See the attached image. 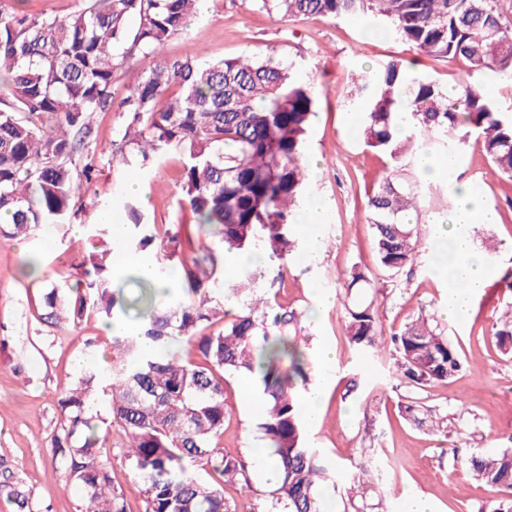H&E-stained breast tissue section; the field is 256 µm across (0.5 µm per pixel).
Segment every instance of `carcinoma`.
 Segmentation results:
<instances>
[{
  "label": "carcinoma",
  "instance_id": "obj_1",
  "mask_svg": "<svg viewBox=\"0 0 512 512\" xmlns=\"http://www.w3.org/2000/svg\"><path fill=\"white\" fill-rule=\"evenodd\" d=\"M25 0L0 9V80L10 92L0 108V225L7 237L29 236L42 224H67L91 183L94 160L77 170L76 157L92 141V116L112 108L114 82L129 78L118 104L123 122L112 143L119 161L148 168L173 150L182 158V207L191 221L161 230L131 201L123 246L156 252L160 264L149 280L128 292L112 277V252L93 247L80 263V278L46 296L47 322L73 324L93 314L110 323L134 309L140 323L112 334V382L84 372L58 397L62 423L52 445L62 452L68 479L87 493L84 512H128L127 498L110 491L111 475L97 449L101 433L94 408L98 391L111 396V423L124 438L121 456L134 472V490L145 512H238L225 497L230 487L252 492L244 464L224 453V376L254 377L265 399L259 429L264 451L278 472L276 488L254 497L252 512H325L321 487L330 480L323 457L307 445L301 387L309 359L300 342V313L250 288L255 274L220 300L212 285L228 256L259 249L279 261L284 279L299 255L300 202L307 192L302 160L317 102L313 83L293 61L243 54L206 62L195 52L164 59L135 72V59L159 56L184 33L201 0H79L68 17L30 15ZM284 20L309 16H364L369 27L410 49L449 64L464 75L453 89L412 75L391 60L358 76V106L366 144L384 158V173L367 194L379 266L393 274L414 263L419 190L398 181L417 154L459 165V144L477 134L495 173L512 178V116L496 98L512 85V27L502 22L497 0H251ZM484 78L474 85L470 78ZM178 267V287L167 286V266ZM371 286L354 266L347 290ZM345 327L355 354L375 359L389 348L396 371L412 395L401 405L409 417L426 408L416 394L449 383L462 368L454 345L435 320L419 315L383 336L374 302L345 306ZM499 352L512 356V309L493 325ZM200 362L184 359L183 348ZM207 470L211 480L191 475ZM475 479L501 498L480 512H512V450L471 455ZM343 512H358L362 477Z\"/></svg>",
  "mask_w": 512,
  "mask_h": 512
}]
</instances>
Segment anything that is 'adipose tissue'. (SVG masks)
Here are the masks:
<instances>
[{"label":"adipose tissue","instance_id":"ef3b65f1","mask_svg":"<svg viewBox=\"0 0 512 512\" xmlns=\"http://www.w3.org/2000/svg\"><path fill=\"white\" fill-rule=\"evenodd\" d=\"M494 221V211L481 205L473 187L462 186L458 205L448 218L451 229L444 235L446 248L438 264L439 274L450 284L444 308L448 319L462 318L468 312L473 297L483 290L488 278L487 260L474 248L464 228Z\"/></svg>","mask_w":512,"mask_h":512}]
</instances>
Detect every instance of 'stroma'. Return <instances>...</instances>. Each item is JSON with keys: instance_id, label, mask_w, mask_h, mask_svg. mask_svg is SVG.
Segmentation results:
<instances>
[{"instance_id": "35a3bbf8", "label": "stroma", "mask_w": 512, "mask_h": 512, "mask_svg": "<svg viewBox=\"0 0 512 512\" xmlns=\"http://www.w3.org/2000/svg\"><path fill=\"white\" fill-rule=\"evenodd\" d=\"M363 18L280 20L248 0H205L185 33L166 43L163 55L180 57L198 51L215 62L250 52L295 60L302 77L318 92L316 115L308 129L305 157L318 158L320 171L309 179L307 201L317 202L325 221L300 228V237L314 236L321 246L291 266L287 279L277 276L276 262L257 268L254 286L279 302L303 311L300 340L309 358L331 344L337 363L324 375L322 420L307 430L308 444L319 448L333 476L322 489L328 508L347 498L354 476L367 473L377 493L385 496L389 512H406L411 498L426 499L432 512H477L498 498L495 487L479 482L461 465L472 454L512 448V359L495 346L491 327L512 307V291L500 283L512 276V179L492 173L475 138H467L462 162L455 171L430 180L420 201L419 232L423 249L412 267L385 274L372 245L367 192L383 166L363 138V114L355 105L356 77L363 70L401 58L413 74L444 87L454 86L459 66L409 51L392 40L367 36ZM119 115L93 116L97 152L96 177L86 192L83 208L69 223L52 225L53 242L44 246L43 233L19 241L0 236V481L12 477L29 498L26 512H83L81 484L66 481L63 459L52 446L61 416L59 393L92 368L95 353L109 349L103 323L89 315L80 324L44 322L39 301L54 287L74 282L78 263L92 248L77 225L99 221L102 200H112L116 218H124L126 185L139 180L150 197L142 210L152 222L179 223L182 212L178 152L163 155L153 166L122 165L112 159V141ZM476 186L496 215L492 224H473L466 231L475 246L486 238L498 243L490 261L484 290L474 298L467 315L444 318L448 284L431 260V246L440 223L454 210L453 183ZM36 257L39 271L18 277L25 256ZM369 270L371 290H347L345 273L352 266ZM333 304L317 307L320 296ZM374 301L385 334L400 331L420 314L437 318L444 335L460 351L464 369L451 383L430 389L425 403L448 417L447 434L431 433L398 408L407 393L404 380L392 374L389 357L365 363L356 357L344 331L346 299ZM95 348H88V341ZM240 375L227 376L224 397L227 417L221 444L225 454L241 458L258 485L255 451L263 447L259 424L262 409L244 401Z\"/></svg>"}]
</instances>
